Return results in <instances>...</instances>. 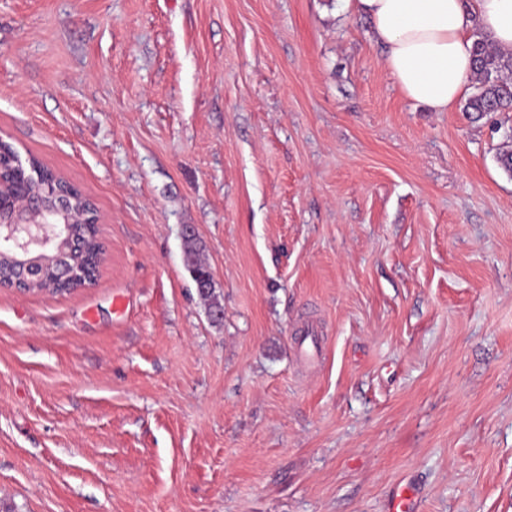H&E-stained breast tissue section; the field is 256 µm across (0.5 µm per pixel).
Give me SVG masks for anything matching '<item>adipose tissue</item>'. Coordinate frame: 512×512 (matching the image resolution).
Wrapping results in <instances>:
<instances>
[{
  "label": "adipose tissue",
  "instance_id": "ef3b65f1",
  "mask_svg": "<svg viewBox=\"0 0 512 512\" xmlns=\"http://www.w3.org/2000/svg\"><path fill=\"white\" fill-rule=\"evenodd\" d=\"M405 97L453 111L474 78L471 33L512 50V0H354Z\"/></svg>",
  "mask_w": 512,
  "mask_h": 512
}]
</instances>
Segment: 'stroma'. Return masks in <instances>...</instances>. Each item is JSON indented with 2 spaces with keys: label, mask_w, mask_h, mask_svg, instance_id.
I'll list each match as a JSON object with an SVG mask.
<instances>
[{
  "label": "stroma",
  "mask_w": 512,
  "mask_h": 512,
  "mask_svg": "<svg viewBox=\"0 0 512 512\" xmlns=\"http://www.w3.org/2000/svg\"><path fill=\"white\" fill-rule=\"evenodd\" d=\"M369 29L0 0V139L103 248L90 286L0 288V512H512V112L407 99ZM185 264L195 282L197 291L210 305V313L222 309L215 296V287L209 267L199 259V250L195 240L189 243L185 250Z\"/></svg>",
  "instance_id": "35a3bbf8"
}]
</instances>
